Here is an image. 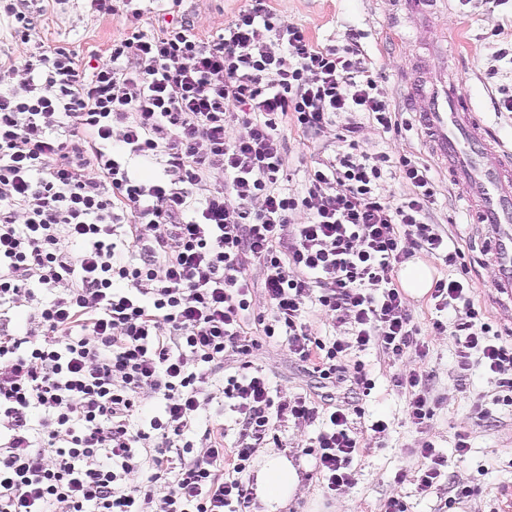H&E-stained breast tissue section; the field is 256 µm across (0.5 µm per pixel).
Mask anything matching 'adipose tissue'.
<instances>
[{"label":"adipose tissue","mask_w":512,"mask_h":512,"mask_svg":"<svg viewBox=\"0 0 512 512\" xmlns=\"http://www.w3.org/2000/svg\"><path fill=\"white\" fill-rule=\"evenodd\" d=\"M301 478L293 461L282 453L263 456L256 472L255 495L263 512H282L296 498Z\"/></svg>","instance_id":"obj_1"}]
</instances>
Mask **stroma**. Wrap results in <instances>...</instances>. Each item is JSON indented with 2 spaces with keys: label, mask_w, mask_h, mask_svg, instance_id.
<instances>
[{
  "label": "stroma",
  "mask_w": 512,
  "mask_h": 512,
  "mask_svg": "<svg viewBox=\"0 0 512 512\" xmlns=\"http://www.w3.org/2000/svg\"><path fill=\"white\" fill-rule=\"evenodd\" d=\"M267 4L283 23L304 28L315 45L342 48L350 39H357L362 54L379 75L380 95L403 106V125L397 133L383 132L367 114L357 113L360 144L371 153L412 155L430 167L441 182L433 215L465 254L467 266L449 267L421 251L416 252V261L424 263L434 278H467L502 340L512 343V321L502 319L492 302L495 267L486 251L495 232L472 222L459 190L447 181L421 137L415 114L423 109L424 100L408 97L409 84L427 87L444 78L453 81L492 129L494 145L512 150V112L495 107L499 87L512 85V66L496 58L499 49L512 46V0L499 6L491 0H445L444 6L426 19L408 13L400 0H267ZM244 5L245 0H148L144 19L159 24L182 16L193 22L199 35L209 36L223 29ZM129 24L124 17L98 13L90 0H47L30 44L15 38L11 18L0 17V63L22 61L35 42L67 48L84 66L105 56ZM492 69L497 72L493 78L488 75ZM337 132V125L332 124L306 139L294 129L284 128L290 192L302 193L308 170L319 160L332 157ZM407 308L428 347L419 368L428 378L431 397L440 403L433 422L418 428L408 421L405 396L391 383L392 377L403 371V363L389 361L373 348L360 353L374 382L366 412L384 416L388 428L378 439L363 436L352 465L350 488L329 494L314 470L313 458L303 453L315 435L314 427L282 426L278 431L280 447L299 467L303 480V495L288 512H382L392 496L403 498L409 512H435L438 495L419 494L414 482L419 462L410 450L424 441L448 453L449 480L473 491L451 512H503L512 499V409L495 406L490 417L478 418L473 405L479 396L493 393L494 382L480 369L467 373L459 369L453 337L431 327L435 310L430 297L408 301ZM250 359L271 377L277 397L314 395L307 371L289 357L284 346L260 342ZM462 435L468 436L470 451L461 459L453 451Z\"/></svg>",
  "instance_id": "35a3bbf8"
}]
</instances>
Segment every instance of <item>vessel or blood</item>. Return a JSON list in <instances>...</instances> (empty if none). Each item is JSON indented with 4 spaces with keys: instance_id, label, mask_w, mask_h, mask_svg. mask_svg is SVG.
I'll list each match as a JSON object with an SVG mask.
<instances>
[{
    "instance_id": "b4317fda",
    "label": "vessel or blood",
    "mask_w": 512,
    "mask_h": 512,
    "mask_svg": "<svg viewBox=\"0 0 512 512\" xmlns=\"http://www.w3.org/2000/svg\"><path fill=\"white\" fill-rule=\"evenodd\" d=\"M409 95L425 97L416 118L426 143L451 183L468 192L477 223L496 230L494 288L512 302V156L491 147L486 128L458 87L442 83L425 95L413 86Z\"/></svg>"
}]
</instances>
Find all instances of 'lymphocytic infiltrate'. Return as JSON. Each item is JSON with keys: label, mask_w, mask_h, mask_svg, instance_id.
<instances>
[{"label": "lymphocytic infiltrate", "mask_w": 512, "mask_h": 512, "mask_svg": "<svg viewBox=\"0 0 512 512\" xmlns=\"http://www.w3.org/2000/svg\"><path fill=\"white\" fill-rule=\"evenodd\" d=\"M123 3L135 24L92 70L40 44L0 69V512H239L250 461L292 419L320 426L305 453L325 489L349 487L373 382L345 359L372 347L395 362L425 358L394 272L416 248L451 266L464 257L431 220L439 184L416 157L362 150L355 113L386 133L400 123L356 43L315 46L266 0L207 39L178 21L146 31L143 9ZM340 116L334 156L290 193L283 124L312 136ZM236 120L247 132L231 140ZM133 159L162 160L163 176L137 178ZM389 166L407 197L386 194ZM257 289L269 316L254 314ZM431 298L453 314L433 327L455 336L459 368L481 367L496 382L492 404L512 407V343L469 282L438 279ZM23 300L42 335L13 326ZM314 306L334 313L338 333L311 332ZM252 320L323 384L321 406L275 400L246 359L229 367L228 352L245 358L255 344ZM394 385L412 424L433 420L421 371ZM146 391L158 401L149 417ZM211 405L238 415L232 453L210 426L206 450L193 451ZM414 454L419 493L446 490L445 512L468 497L433 443Z\"/></svg>", "instance_id": "obj_1"}]
</instances>
